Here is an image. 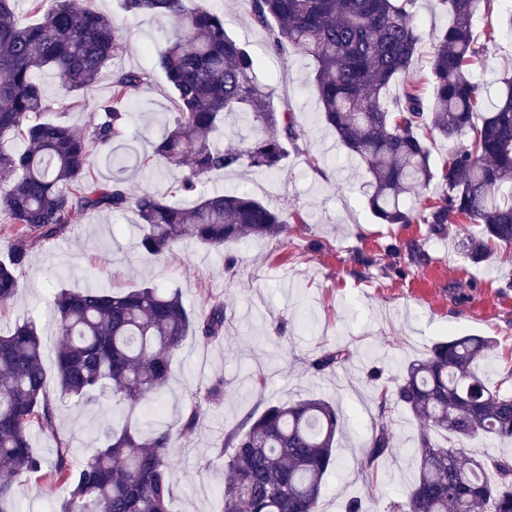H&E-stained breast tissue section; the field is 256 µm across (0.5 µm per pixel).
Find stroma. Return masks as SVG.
<instances>
[{"instance_id":"stroma-1","label":"stroma","mask_w":512,"mask_h":512,"mask_svg":"<svg viewBox=\"0 0 512 512\" xmlns=\"http://www.w3.org/2000/svg\"><path fill=\"white\" fill-rule=\"evenodd\" d=\"M108 14L124 36V51L95 84L80 93L73 108L59 111V81L53 72L40 83L50 103L47 120L64 119L84 132L92 115L112 96V73L134 70L147 79L131 95L130 118L117 151L150 152L164 121L175 110L165 76L156 68L154 47L162 23L125 14L118 0H73ZM223 14L227 32L260 62L258 78L274 90V105L293 111L304 152L290 155L286 169L270 175L251 168L210 174L205 192L243 189L286 218L302 216L287 239L244 237L214 249L190 239L175 243L163 257L136 248V215L129 210L78 216L56 236L33 246L19 274L17 301L0 311V329L28 319L44 324L53 290L80 291L90 285L135 288L150 282L179 290L186 307L200 314L204 301L224 305L221 336H186L159 409L145 410L142 430L161 425L175 432L172 468L174 512H220L228 481L224 437L267 405L314 395L335 405L343 430L336 436L337 464L324 480L318 512H344L347 501H361L364 512H388L417 476L414 438L418 423L394 416V451L378 463L374 476L362 467L371 427L379 414L381 390L408 361L422 358L433 343L458 333L492 337L495 350L480 372L491 384L512 392V249H500L475 264L454 247L457 235L479 233L458 220L445 237H433L421 223L382 224L367 201L368 177L347 157L334 134L318 119L311 84L310 57L277 54L266 32L250 20V0H195ZM478 32L494 30L484 63L473 68L484 110H491L512 76V0H495L491 13L476 19ZM186 166H129L123 173L128 193L173 195ZM417 244L429 257L420 267L391 245ZM235 258L238 274L224 276ZM348 349L341 367L315 371L310 362L327 349ZM381 369L373 380V369ZM221 389L207 405L191 438L178 432L200 391ZM113 411L105 402L65 399L50 430H34L31 444L45 463L58 448L81 461L94 448Z\"/></svg>"}]
</instances>
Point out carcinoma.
Masks as SVG:
<instances>
[{
	"label": "carcinoma",
	"mask_w": 512,
	"mask_h": 512,
	"mask_svg": "<svg viewBox=\"0 0 512 512\" xmlns=\"http://www.w3.org/2000/svg\"><path fill=\"white\" fill-rule=\"evenodd\" d=\"M415 2L251 0V21L266 31L274 52L314 60L321 119L364 166L373 216L382 224L418 219L435 235L465 217L482 231L459 237L456 250L478 264L496 247L512 249V196L501 194L512 183V79L504 78L505 91L476 120L481 98L472 68L486 47L474 19L493 0H441L451 21L433 37L431 105L415 84L391 95L417 67L425 39ZM30 9L41 18L22 26L13 0H0V182L7 186L0 214L16 227L0 261V310L18 296L30 249L85 212L133 209L143 227L137 248L153 257L185 238L221 248L246 235H288V221L250 194L201 191L202 177L212 172L247 167L277 174L290 152L302 151L294 114L275 108L271 90L257 79V60L227 33L219 14L191 8L187 0H122L124 12L168 23L155 65L170 84L176 112L152 154L136 157V165L188 164L178 192L195 201L185 208L150 193L133 199L119 176L88 175L92 147L109 155L116 171L125 170L127 157L113 144L144 73L112 72V98L83 135L66 122L39 119L49 110L41 72L53 71L65 93L78 94L98 82L122 51L123 37L108 17L77 9L71 0H30ZM240 121L252 125L253 138L242 147L224 146L223 129ZM15 138L23 146H5ZM437 138L453 144L439 170L430 163ZM434 183L440 188L435 197L428 195ZM409 198L420 208L409 207ZM51 312L59 396L88 402L103 395L121 411L120 422L79 466L66 448L45 465L30 434L53 427L58 405L47 390L41 330L29 320L0 332V512H16L17 487L31 476L65 490L57 512H172V434L159 429L144 437L136 424L144 407L161 400L183 339L224 332V304L212 303L197 317L179 291L145 284L112 292L61 288ZM493 348L489 336H455L434 343L394 378L363 460L372 474L392 453V407L420 423L417 478L390 512H512V455L464 456L475 439L512 440V393L475 371ZM350 357L346 349L328 350L311 366L334 369ZM219 394L217 386L205 391L181 435L192 433L203 405ZM337 428L334 407L314 396L247 417L225 437L231 452L224 459V512H317L324 477L335 465Z\"/></svg>",
	"instance_id": "obj_1"
}]
</instances>
